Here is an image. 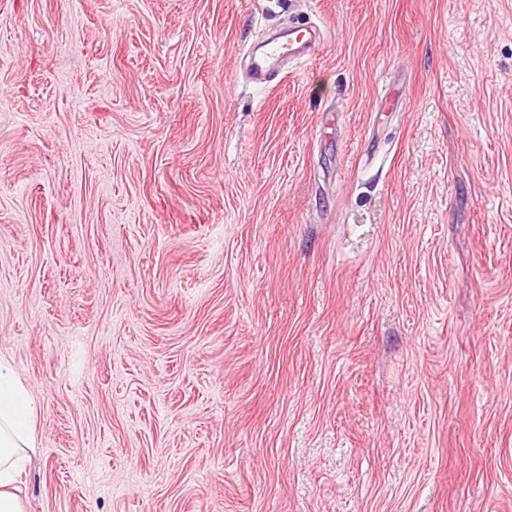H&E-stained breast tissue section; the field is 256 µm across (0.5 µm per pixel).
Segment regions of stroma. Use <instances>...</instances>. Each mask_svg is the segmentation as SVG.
<instances>
[{
	"mask_svg": "<svg viewBox=\"0 0 512 512\" xmlns=\"http://www.w3.org/2000/svg\"><path fill=\"white\" fill-rule=\"evenodd\" d=\"M0 358L25 512H512V0H0ZM322 39V34L316 29L299 27L288 33V40L269 41L260 56L251 58L249 72L252 82L266 85L271 79V67L276 63L298 57H314Z\"/></svg>",
	"mask_w": 512,
	"mask_h": 512,
	"instance_id": "35a3bbf8",
	"label": "stroma"
}]
</instances>
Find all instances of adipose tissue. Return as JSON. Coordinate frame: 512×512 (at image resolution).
<instances>
[{
    "label": "adipose tissue",
    "instance_id": "obj_1",
    "mask_svg": "<svg viewBox=\"0 0 512 512\" xmlns=\"http://www.w3.org/2000/svg\"><path fill=\"white\" fill-rule=\"evenodd\" d=\"M35 431L34 408L0 359V512H24L16 477L27 459Z\"/></svg>",
    "mask_w": 512,
    "mask_h": 512
}]
</instances>
